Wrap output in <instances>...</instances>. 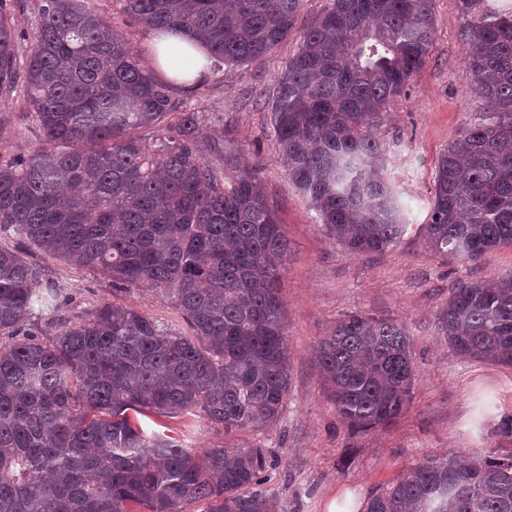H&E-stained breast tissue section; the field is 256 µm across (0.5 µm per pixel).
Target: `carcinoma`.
Masks as SVG:
<instances>
[{"instance_id": "obj_1", "label": "carcinoma", "mask_w": 512, "mask_h": 512, "mask_svg": "<svg viewBox=\"0 0 512 512\" xmlns=\"http://www.w3.org/2000/svg\"><path fill=\"white\" fill-rule=\"evenodd\" d=\"M159 35L184 32L225 65L258 61L294 29L303 0H118ZM433 0H332L299 36L268 103L288 180L331 238L356 254L396 246L406 209L370 135L432 48ZM473 90L486 119L438 160L432 251L468 262L512 246V12L457 0ZM0 13V93L21 85L44 134L32 156L0 163V235L112 280V296L165 295L187 326L119 302L77 322L40 324L31 307L48 268L0 245V512H276L260 490L267 450L226 437L280 417L290 389L282 271L288 237L259 166L214 142L200 115L72 0H42L25 65ZM175 116L171 135L137 134ZM440 330L465 359L512 366V276L461 283ZM327 399L351 430L399 420L412 400L408 330L374 314L336 321L314 349ZM197 415L215 434L203 457L131 414ZM366 512H512V453L464 462L432 455L377 489Z\"/></svg>"}]
</instances>
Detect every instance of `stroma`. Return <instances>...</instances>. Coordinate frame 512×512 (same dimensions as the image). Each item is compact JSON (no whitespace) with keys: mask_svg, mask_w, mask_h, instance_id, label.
Masks as SVG:
<instances>
[{"mask_svg":"<svg viewBox=\"0 0 512 512\" xmlns=\"http://www.w3.org/2000/svg\"><path fill=\"white\" fill-rule=\"evenodd\" d=\"M41 0H5L0 13L15 20V55L25 64L40 21ZM81 8L106 19L122 33L144 63L153 60L152 31L132 23L118 0H79ZM330 0H304L294 33L266 60L213 68L188 106L202 116V139L223 135L234 141L248 164H261L270 202L291 243L284 274L291 352V387L275 425L262 433L234 435L237 445L267 448L274 460L262 492L279 512H326L332 497L350 491L367 500L404 469L432 454L467 458L512 451V438L495 436L500 416L512 414V366L474 362L455 355L438 330L439 312L459 283H490L512 275V247L493 251L477 263L430 250L420 224L426 223L438 160L448 144L484 116L472 89L465 34L472 22L457 0H434L435 43L423 67L387 108L375 135L387 147L386 175L410 208L411 230L396 247L354 254L329 238L316 212L288 180L269 114L276 81L297 49L300 29ZM44 144L41 128L25 107L22 88L0 94V159L29 157ZM29 261L49 265L58 297L36 299L34 311L48 319L78 321L112 298V283L74 262L47 261L36 251ZM122 303L171 329L184 322L164 295L139 290ZM354 312L402 322L410 332L416 375L412 403L393 426L349 433L328 401L314 347L337 320Z\"/></svg>","mask_w":512,"mask_h":512,"instance_id":"35a3bbf8","label":"stroma"}]
</instances>
